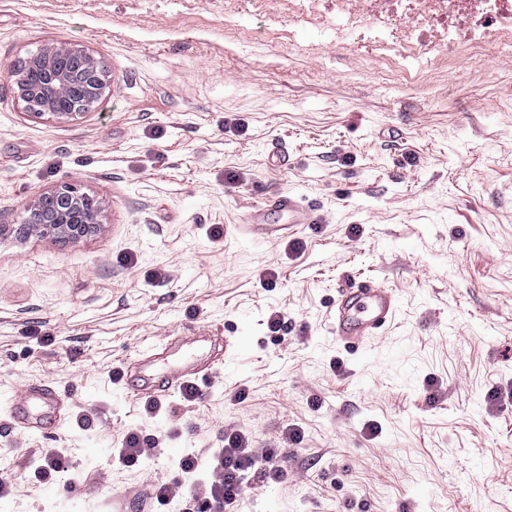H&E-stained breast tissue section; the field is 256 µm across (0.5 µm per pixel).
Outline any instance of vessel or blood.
<instances>
[{
	"instance_id": "obj_1",
	"label": "vessel or blood",
	"mask_w": 512,
	"mask_h": 512,
	"mask_svg": "<svg viewBox=\"0 0 512 512\" xmlns=\"http://www.w3.org/2000/svg\"><path fill=\"white\" fill-rule=\"evenodd\" d=\"M398 311V297L392 289L370 280H362L340 289L333 314V332L348 350L364 347L368 340L382 335L393 323ZM166 363L153 355L142 354L129 361L123 378L127 396L140 400L161 399L171 391L211 374L219 358L211 350L209 336H174L162 349ZM54 391L41 383H27L17 396V412L11 413L12 426L29 427L23 412L55 402Z\"/></svg>"
}]
</instances>
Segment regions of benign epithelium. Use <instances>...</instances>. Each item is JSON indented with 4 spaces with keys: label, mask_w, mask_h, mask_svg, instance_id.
<instances>
[{
    "label": "benign epithelium",
    "mask_w": 512,
    "mask_h": 512,
    "mask_svg": "<svg viewBox=\"0 0 512 512\" xmlns=\"http://www.w3.org/2000/svg\"><path fill=\"white\" fill-rule=\"evenodd\" d=\"M27 70L37 73V83L65 85L72 90L66 99L51 94H34L27 90L23 78L14 83L24 111L34 117H47L59 122H76L85 117L83 107L75 104L83 86H95L96 98H101L108 86L104 66L88 50L66 44H49L29 58ZM28 210L44 214V219L28 225V233L37 237L80 240L102 224L104 206L95 196L69 182L37 193Z\"/></svg>",
    "instance_id": "benign-epithelium-1"
}]
</instances>
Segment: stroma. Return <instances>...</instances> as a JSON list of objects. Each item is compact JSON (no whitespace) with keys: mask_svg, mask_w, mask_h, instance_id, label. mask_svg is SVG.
<instances>
[{"mask_svg":"<svg viewBox=\"0 0 512 512\" xmlns=\"http://www.w3.org/2000/svg\"><path fill=\"white\" fill-rule=\"evenodd\" d=\"M349 8L362 26L323 42L336 0H0V68L60 43L110 75L71 123L28 116L0 76V225L64 181L105 205L77 242L0 236V469L16 478L0 512H152L179 458L232 429L288 469L236 512H512V404L493 399L512 387V23L452 47L424 23L433 0L392 21L387 0ZM278 192L308 222L272 211L277 232L246 231ZM362 279L399 309L353 354L331 314ZM199 331L224 364L194 403L174 392L149 415L113 380ZM32 381L66 416L10 427ZM130 432L161 447L115 469ZM48 448L68 449L70 488L33 481Z\"/></svg>","mask_w":512,"mask_h":512,"instance_id":"1","label":"stroma"}]
</instances>
